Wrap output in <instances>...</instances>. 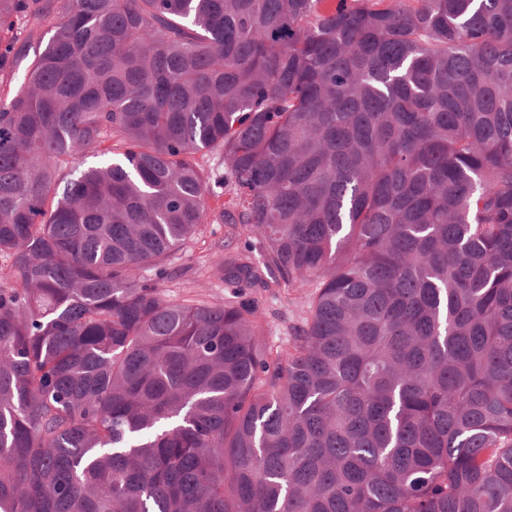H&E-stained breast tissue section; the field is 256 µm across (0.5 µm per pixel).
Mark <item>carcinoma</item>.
Here are the masks:
<instances>
[{"instance_id": "obj_1", "label": "carcinoma", "mask_w": 512, "mask_h": 512, "mask_svg": "<svg viewBox=\"0 0 512 512\" xmlns=\"http://www.w3.org/2000/svg\"><path fill=\"white\" fill-rule=\"evenodd\" d=\"M18 75L0 512H512V0H0ZM210 167L213 168L212 186L216 196L209 199V216L196 235L167 258V276L160 282V289L166 296L219 302L237 290L224 282L220 266L225 257L241 249V243L230 238L228 224L213 222L212 216V211L222 208L231 196L225 189L217 187V182L213 184L214 179L224 175V167H217L216 161H211ZM314 291L315 284L308 283L304 288H288V294L281 290V295L267 292L258 295L262 303L263 339L267 347L275 350L289 343L307 317L308 297Z\"/></svg>"}]
</instances>
